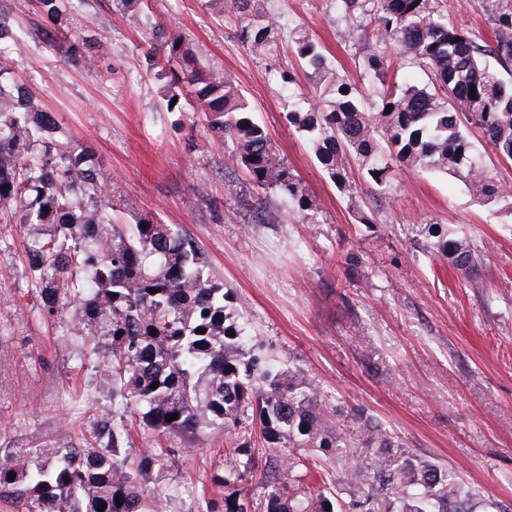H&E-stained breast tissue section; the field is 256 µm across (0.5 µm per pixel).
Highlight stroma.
<instances>
[{"label": "stroma", "mask_w": 512, "mask_h": 512, "mask_svg": "<svg viewBox=\"0 0 512 512\" xmlns=\"http://www.w3.org/2000/svg\"><path fill=\"white\" fill-rule=\"evenodd\" d=\"M155 20L233 81L318 208L299 222L274 191L254 189L231 142L213 139L192 106L169 112L140 31L113 0L87 10L110 41L105 76L89 79L30 41L11 59L18 83L54 115L64 140L89 147L112 178L120 222L142 213L187 233L206 273L252 344L285 370H304L329 410L369 417L403 456L455 470L478 494L476 512H512V203L473 197L457 176L395 168L384 185L351 163L342 193L287 119L284 77L309 83L288 39L306 30L356 85L366 86L361 44L341 41L334 0H269L283 30L264 52L240 39L232 4L148 0ZM266 204L256 218L255 201ZM465 236L487 261L456 269L427 248L429 225ZM28 228L0 223V447L78 442L112 400L66 317L42 316L26 276ZM237 435L207 427L170 434L177 455L160 485L167 512H203L222 500L216 479Z\"/></svg>", "instance_id": "stroma-1"}]
</instances>
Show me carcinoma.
Segmentation results:
<instances>
[{
    "label": "carcinoma",
    "mask_w": 512,
    "mask_h": 512,
    "mask_svg": "<svg viewBox=\"0 0 512 512\" xmlns=\"http://www.w3.org/2000/svg\"><path fill=\"white\" fill-rule=\"evenodd\" d=\"M86 2L37 0L42 24L25 34L0 8V222L32 229L25 270L43 316L73 311L65 335L84 340L79 365L91 359L98 364L112 411L97 419L82 443L0 448V499L22 512H164L163 490L147 483L177 449L132 454L126 444L136 418L159 437L203 427L250 435L257 426L269 445L288 441L278 467L287 482L269 494L267 512L333 507L329 496H312L295 476L311 470L307 448L331 450L339 467L336 484L361 492L360 512H472L473 488L452 471L417 457L391 466L388 450L395 444L376 421L360 418L352 431L327 428L321 393L303 372L277 371L265 355L246 348L243 329L226 313L224 288L209 279L204 254L177 227L148 214L134 224L114 221L104 206L112 200V180L88 148L60 140L53 115L34 105L8 65L9 53L30 38L80 66L88 78L102 77L106 33L88 17L73 41L64 36ZM442 2L335 0L344 20L341 39L369 48L364 69L374 112L362 108L361 91L305 30L291 33L313 95L299 94L287 120L307 136L339 189L350 187L346 163L353 156L378 186L386 184L392 160L458 175L476 197L507 196L486 172L470 133L479 129L487 145L512 160V82L489 66L493 61L512 75V0H482L490 41L453 24ZM232 4L244 22L242 42L264 50L278 30L266 0ZM115 5L141 29L156 78L169 71L172 84L183 85L208 129L236 145L250 180L315 222L316 205L252 117L241 90L201 67L182 39L162 38L144 0ZM393 44L430 73L429 82L419 84L392 67L383 47ZM428 235L429 248L456 268L470 273L482 265L467 238L432 227ZM175 414L178 419L169 420ZM349 448L375 452L360 463L347 455ZM243 451L239 446L226 457L218 478L231 488L224 508L210 503L206 512H251L247 481L256 473L255 461Z\"/></svg>",
    "instance_id": "carcinoma-1"
}]
</instances>
